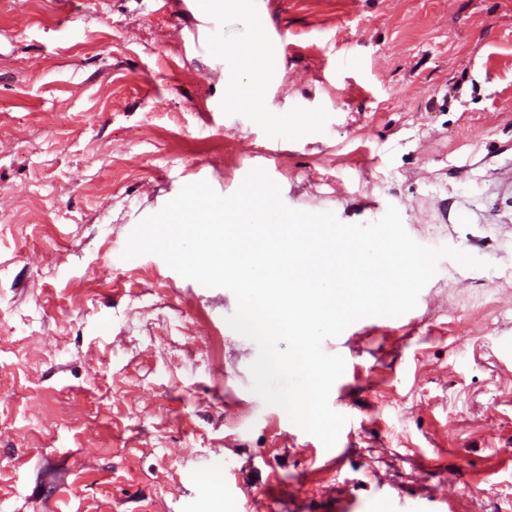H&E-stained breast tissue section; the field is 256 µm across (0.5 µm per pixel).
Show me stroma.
I'll return each mask as SVG.
<instances>
[{
	"label": "stroma",
	"mask_w": 512,
	"mask_h": 512,
	"mask_svg": "<svg viewBox=\"0 0 512 512\" xmlns=\"http://www.w3.org/2000/svg\"><path fill=\"white\" fill-rule=\"evenodd\" d=\"M282 68L224 106L235 18L0 0V512H512V0H259ZM264 168L291 208L395 206L445 259L407 317L324 341L331 454L252 390L225 288L125 261L183 185ZM222 466L210 471V463Z\"/></svg>",
	"instance_id": "35a3bbf8"
}]
</instances>
